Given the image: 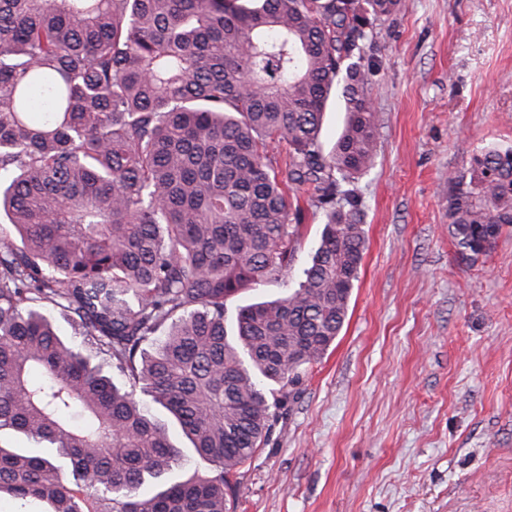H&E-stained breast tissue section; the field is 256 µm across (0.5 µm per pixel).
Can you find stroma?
Returning <instances> with one entry per match:
<instances>
[{"mask_svg":"<svg viewBox=\"0 0 512 512\" xmlns=\"http://www.w3.org/2000/svg\"><path fill=\"white\" fill-rule=\"evenodd\" d=\"M373 56L360 278L231 512H512V226L465 258L446 211L449 173L512 146V0H404Z\"/></svg>","mask_w":512,"mask_h":512,"instance_id":"1","label":"stroma"}]
</instances>
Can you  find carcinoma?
<instances>
[{
  "label": "carcinoma",
  "instance_id": "cac0c4a2",
  "mask_svg": "<svg viewBox=\"0 0 512 512\" xmlns=\"http://www.w3.org/2000/svg\"><path fill=\"white\" fill-rule=\"evenodd\" d=\"M402 0H0V493L49 512H229L342 330L365 251L373 27ZM346 122L320 140L331 95ZM284 148L283 160L267 143ZM459 253L512 226V147L448 176ZM323 229L296 286L308 215ZM67 316L61 338L45 309ZM163 408L209 464L183 458ZM147 481H162L152 495Z\"/></svg>",
  "mask_w": 512,
  "mask_h": 512
}]
</instances>
